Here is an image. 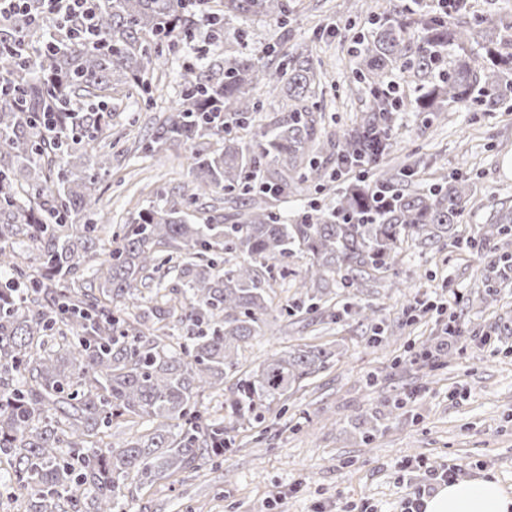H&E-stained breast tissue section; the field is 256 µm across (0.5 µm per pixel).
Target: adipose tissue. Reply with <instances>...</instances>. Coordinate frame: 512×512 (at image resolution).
Returning <instances> with one entry per match:
<instances>
[{
  "label": "adipose tissue",
  "instance_id": "obj_1",
  "mask_svg": "<svg viewBox=\"0 0 512 512\" xmlns=\"http://www.w3.org/2000/svg\"><path fill=\"white\" fill-rule=\"evenodd\" d=\"M423 503L424 512H512V493L496 480L479 477L441 485Z\"/></svg>",
  "mask_w": 512,
  "mask_h": 512
}]
</instances>
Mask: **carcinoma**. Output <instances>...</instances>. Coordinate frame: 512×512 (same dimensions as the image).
<instances>
[{
	"label": "carcinoma",
	"instance_id": "carcinoma-1",
	"mask_svg": "<svg viewBox=\"0 0 512 512\" xmlns=\"http://www.w3.org/2000/svg\"><path fill=\"white\" fill-rule=\"evenodd\" d=\"M292 0H223L201 8L188 0H98L94 39L81 42L51 18L37 28L21 16L0 37V71L16 97H0V463L13 471L24 512H124L135 491L198 472L232 452L239 420L264 421L263 409L288 399L325 371L336 352L324 346L281 350L241 371V349L263 336L276 311L274 274L293 278L296 308L336 319V289L357 295L393 275L404 243L435 253L448 247L472 204L469 178L441 174L426 191L395 188L389 165L396 140V91L389 75L418 78L416 111L429 126L451 103L493 112L512 96V23L424 12L420 0L389 5L360 40L359 80L373 90L370 112L337 141L325 136L319 96L326 73L304 43L276 67L231 56L180 74L173 112L139 145L161 155L182 145L192 155L190 192L138 214L109 240L94 194L111 154L109 102L137 88L150 102L153 83L175 38L204 27L216 40L232 17L261 15L285 25ZM421 35L410 44L407 29ZM34 34L51 52L23 61L1 48ZM288 87V103L259 132L221 131L211 113L240 129L254 127L264 104L258 86ZM362 160L374 178L344 184L336 204L285 224L271 199L319 194L331 177L322 158ZM221 188L231 212L222 224H198L189 208ZM512 211L481 225L466 248L488 258L482 287L467 304L486 305L512 288ZM37 250L31 264L20 250ZM105 258L91 274L84 265ZM309 257L293 272L288 258ZM178 261L177 282H165ZM150 290L141 314L129 311ZM344 312L372 322L370 305ZM183 335L171 341L169 322ZM233 381L224 391V381ZM224 395L227 419L201 410L205 393ZM147 423L120 443L112 428ZM90 493L79 496L74 490ZM68 496H62V493Z\"/></svg>",
	"mask_w": 512,
	"mask_h": 512
}]
</instances>
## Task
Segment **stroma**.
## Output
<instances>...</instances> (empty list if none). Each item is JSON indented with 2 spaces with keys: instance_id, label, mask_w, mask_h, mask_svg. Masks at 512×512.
<instances>
[{
  "instance_id": "stroma-1",
  "label": "stroma",
  "mask_w": 512,
  "mask_h": 512,
  "mask_svg": "<svg viewBox=\"0 0 512 512\" xmlns=\"http://www.w3.org/2000/svg\"><path fill=\"white\" fill-rule=\"evenodd\" d=\"M296 2L297 12L284 27L252 17L230 21L217 42L201 29L179 37L157 108L147 109L133 97L113 101L115 130L123 138L96 186L111 217L107 231L190 187V147L161 160L125 151L178 99L185 61L202 54L252 55L267 46L288 52L314 39L331 82L324 106L336 121L329 131H342L368 111L371 97L355 77V47L386 0ZM421 120L408 108L397 114L399 152L416 153L422 161L411 186L427 188L438 172L475 175L474 204L458 219V239L490 223L499 210L512 209V100L494 112L454 104L446 122L428 128ZM398 271L406 287L383 280L354 298L343 289L336 295L340 307L352 299L376 305L384 328L393 333L388 345L372 346L373 325L343 317L290 325L271 318L268 335L243 350L244 370L276 351L303 345L333 347L332 367L287 401L273 402L263 424L240 425L230 455L185 482L134 492L125 512H187L191 505L204 512H400L432 463L447 466L457 480L495 478L512 493V335L487 333L499 321H512V290L486 306L460 304L459 296L480 286L485 263L454 246L441 257L405 248ZM451 318L460 332L447 338L443 332ZM430 336L447 338L444 364L416 360ZM373 418L379 430L364 438L365 423Z\"/></svg>"
}]
</instances>
